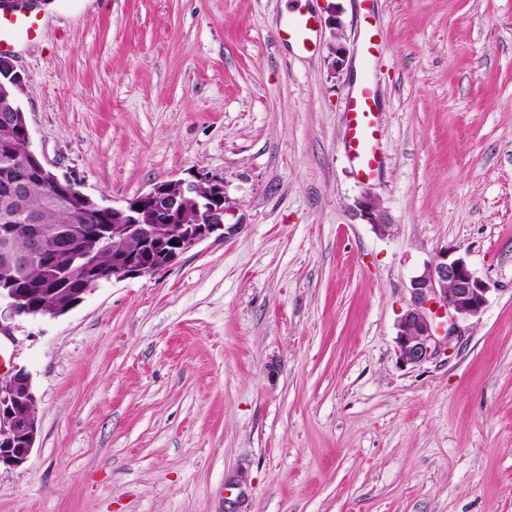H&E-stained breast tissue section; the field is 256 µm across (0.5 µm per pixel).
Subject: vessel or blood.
Returning <instances> with one entry per match:
<instances>
[{
    "label": "vessel or blood",
    "mask_w": 512,
    "mask_h": 512,
    "mask_svg": "<svg viewBox=\"0 0 512 512\" xmlns=\"http://www.w3.org/2000/svg\"><path fill=\"white\" fill-rule=\"evenodd\" d=\"M316 18L308 12H298L288 19L279 32L282 42L309 47L316 33ZM39 23L29 15L10 19L0 17V52L14 48L21 40H33L39 32ZM376 95L370 86H362L346 101L345 149L348 159L364 178L378 174L382 158L377 147L379 123L375 112Z\"/></svg>",
    "instance_id": "vessel-or-blood-1"
}]
</instances>
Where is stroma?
Here are the masks:
<instances>
[{
	"label": "stroma",
	"instance_id": "obj_1",
	"mask_svg": "<svg viewBox=\"0 0 512 512\" xmlns=\"http://www.w3.org/2000/svg\"><path fill=\"white\" fill-rule=\"evenodd\" d=\"M315 15L311 50L278 39ZM346 57L333 68L330 14ZM13 56L33 146L109 205L223 178L224 226L58 318L0 319L39 434L0 512H512V0H44ZM385 48L370 63L368 36ZM386 160L344 148L353 71ZM372 192L377 234L355 213ZM491 287L402 366L444 250ZM355 208L359 216L379 234H386L391 224L387 215L380 209L377 199L371 193H366L356 201Z\"/></svg>",
	"mask_w": 512,
	"mask_h": 512
}]
</instances>
